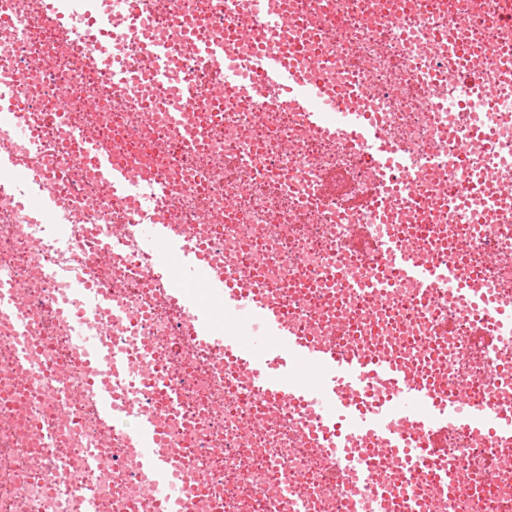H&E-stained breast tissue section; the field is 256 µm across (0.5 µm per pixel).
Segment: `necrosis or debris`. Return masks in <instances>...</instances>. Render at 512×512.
Instances as JSON below:
<instances>
[{
	"label": "necrosis or debris",
	"mask_w": 512,
	"mask_h": 512,
	"mask_svg": "<svg viewBox=\"0 0 512 512\" xmlns=\"http://www.w3.org/2000/svg\"><path fill=\"white\" fill-rule=\"evenodd\" d=\"M196 21V41L223 43L230 62L246 67L253 48L237 28L247 0H145L153 19L151 38L140 21L110 10L109 0H7L15 31L0 47V83L14 84L25 109L17 120L40 134L29 162L52 174L68 171L57 189L59 203L25 218L13 206L20 190L0 181V282L9 281L22 303L28 336L49 363L38 383L22 382L13 362L20 342L11 316L0 314V512H126L137 499L133 477L136 450L121 431L100 425L88 393V370L70 342V321L56 313L69 278L114 291L116 306L144 316V325L113 326L107 337L151 376L135 389H112L135 416L153 405L172 444L184 448V468L204 469L210 482L197 490L190 512H356L368 490L346 478L324 445L305 437L306 412L264 398L249 371L205 348L185 319L159 299L160 287L139 256L133 215L109 207L107 190L69 144L71 130L91 131L116 157L167 183L178 206L177 222L209 243L215 271L225 264L254 273L256 283L284 305L301 334L337 341L339 318L351 322L353 350L375 356H407L414 372L430 374L436 386L494 409H512V339L483 346L479 329L457 313L448 292L404 283L394 293L353 295L348 283L378 273L381 260L347 250L348 240L372 228V216L349 208L346 191H370L371 161L345 143L306 128L298 112L282 108L276 95L248 100L228 87L214 100L212 76L198 74L192 45L169 39L168 17L178 2ZM440 12L437 0H288L296 25L289 44L317 57L332 91L358 87L383 132L418 159L436 153L439 163L418 168L400 197L403 211L429 206L420 184L445 181L463 206L436 224L408 230L415 253L447 241L448 254L464 275L481 273L512 304V204L485 208L494 189L476 183L490 170L512 181V152L463 154L480 131H493L512 145V84L503 82L512 55L491 61L477 85L462 84L466 65L458 45L512 46V22L487 16L483 0H451ZM80 10L99 26L91 32H63L48 20ZM165 43L174 81L191 86L192 114L186 134L169 125L167 90L141 69L148 41ZM122 64L129 82L114 85L109 70ZM67 89L57 97V89ZM61 123L48 122V112ZM111 220L123 237L120 250L103 257L92 233ZM348 277L333 279L334 269ZM452 333L439 336L441 321ZM181 387L170 409L155 381ZM53 429L76 483L57 485L51 449L35 441ZM445 463L472 481L473 491L449 494L427 463L407 472L377 454L375 467L389 484L392 512H512V445L449 429ZM110 463L107 477L86 470L88 452ZM295 481L281 485V467Z\"/></svg>",
	"instance_id": "obj_1"
}]
</instances>
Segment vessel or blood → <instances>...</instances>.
I'll return each instance as SVG.
<instances>
[{"instance_id":"vessel-or-blood-1","label":"vessel or blood","mask_w":512,"mask_h":512,"mask_svg":"<svg viewBox=\"0 0 512 512\" xmlns=\"http://www.w3.org/2000/svg\"><path fill=\"white\" fill-rule=\"evenodd\" d=\"M265 3L251 0L239 24L243 36L263 38L286 24V16L269 12ZM196 64L211 71L219 84L240 87L253 101H263L266 91H276L280 105L299 112L306 126L327 128L332 137L368 156L375 165L374 186L383 193L408 184L418 166L416 157L386 137L369 112L345 99L327 98L320 75L293 67L277 51L267 49L254 55L245 75L225 64L221 45L206 42L198 49ZM21 107L13 90L0 85V135L13 146L11 152L0 154V171L35 189L48 204L52 194L41 176L22 160L37 150L38 138L31 128L14 120V112ZM78 145L82 160L108 187L111 202L132 205L142 259L153 270L175 271L165 293L170 304L187 317L193 336L204 345L220 348L225 358L250 367L255 374L253 386L261 395L308 410L309 429L336 457L346 477L371 486V494L359 504L361 512H383L385 492L374 485L366 449L351 447L352 439L374 438L410 468L421 457L441 455L442 441L452 427L512 443V410H489L474 403L464 388L443 394L431 381L403 371L393 359L324 347L289 327L283 307L241 291L235 276L210 272L202 252L169 223L159 206L160 199L172 197L169 186L142 181L135 167L116 162L111 150L98 142L82 139ZM375 227L373 242L384 272L354 282L355 291L386 294L404 282L445 288L454 292L461 313L482 323L487 341L498 343L512 337V306L498 303L492 293L468 288L458 263L447 254L406 251L383 216H376ZM198 287L222 296L224 317L249 319L254 331L217 335L205 307L192 296ZM67 288L76 309L72 346L97 372L90 386L95 416L104 425L118 423L123 410L112 393V379L137 380L139 369L118 350L104 347L98 331L90 327L101 312L111 309V291L90 288L81 279L71 280ZM301 367L316 376V383L296 380ZM124 436L138 450L136 476L157 512H186L194 488L206 483V476L191 475L176 466L150 410L138 414Z\"/></svg>"}]
</instances>
